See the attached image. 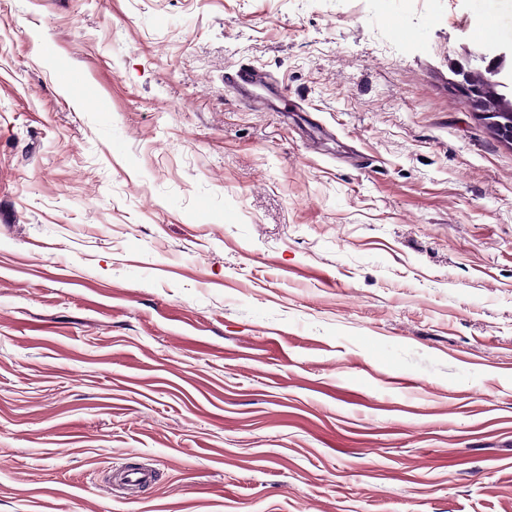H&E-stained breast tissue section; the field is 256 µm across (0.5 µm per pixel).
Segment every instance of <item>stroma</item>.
I'll return each mask as SVG.
<instances>
[{
    "label": "stroma",
    "mask_w": 512,
    "mask_h": 512,
    "mask_svg": "<svg viewBox=\"0 0 512 512\" xmlns=\"http://www.w3.org/2000/svg\"><path fill=\"white\" fill-rule=\"evenodd\" d=\"M487 46L512 0H0V512H512ZM235 83H239L251 94V98L243 97L248 104L255 106L261 111H269L256 92V89H263L269 83V79L263 70L254 66L244 65L238 70ZM501 68L492 69L488 65L485 73H464L462 90L469 98L473 108L482 113L495 135L507 144H512V102H498L494 110H490L489 99L493 88L504 82L499 80Z\"/></svg>",
    "instance_id": "obj_1"
}]
</instances>
